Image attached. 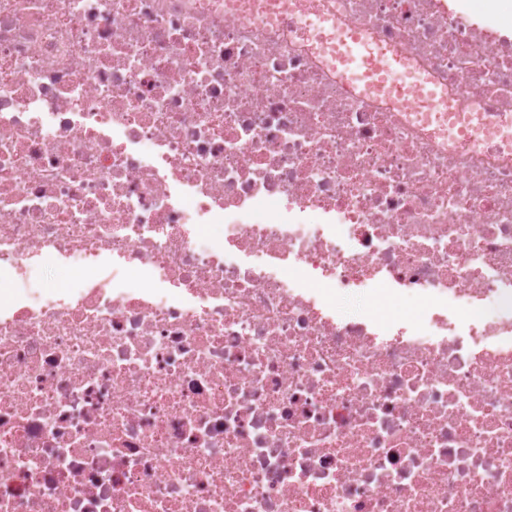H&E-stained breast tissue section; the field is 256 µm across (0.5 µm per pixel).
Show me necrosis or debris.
Segmentation results:
<instances>
[{
	"mask_svg": "<svg viewBox=\"0 0 512 512\" xmlns=\"http://www.w3.org/2000/svg\"><path fill=\"white\" fill-rule=\"evenodd\" d=\"M506 6L0 0V512H512ZM328 33L331 40L340 47L336 67L344 75L348 85L378 82L392 90L399 98H409L416 82L405 71L399 57L363 50L356 33L348 26H332Z\"/></svg>",
	"mask_w": 512,
	"mask_h": 512,
	"instance_id": "4bbe7bcc",
	"label": "necrosis or debris"
}]
</instances>
